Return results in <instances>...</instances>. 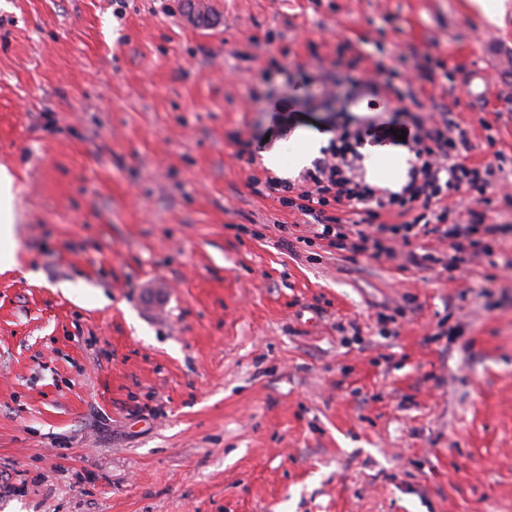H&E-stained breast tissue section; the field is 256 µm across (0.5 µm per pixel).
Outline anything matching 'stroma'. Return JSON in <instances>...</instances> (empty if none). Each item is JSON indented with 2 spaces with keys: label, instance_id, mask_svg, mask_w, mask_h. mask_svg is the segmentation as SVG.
<instances>
[{
  "label": "stroma",
  "instance_id": "obj_1",
  "mask_svg": "<svg viewBox=\"0 0 512 512\" xmlns=\"http://www.w3.org/2000/svg\"><path fill=\"white\" fill-rule=\"evenodd\" d=\"M416 97L495 171L492 258L346 261L255 193L301 129L413 164ZM0 167V512H512V8L0 0ZM14 179L6 168L0 169V239H10L13 224Z\"/></svg>",
  "mask_w": 512,
  "mask_h": 512
}]
</instances>
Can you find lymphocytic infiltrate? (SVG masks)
<instances>
[{"mask_svg":"<svg viewBox=\"0 0 512 512\" xmlns=\"http://www.w3.org/2000/svg\"><path fill=\"white\" fill-rule=\"evenodd\" d=\"M359 138V131L344 130L339 145L316 161L300 183L276 177L265 179L264 188L279 195L282 204L316 216L317 222L312 225L310 236L304 237V244L323 242L348 260L367 252L391 260L400 256L410 264L436 267L443 272L491 255L501 227L485 223L484 214L478 209L491 171L461 163V156L472 148L464 128L448 118L429 126L418 125L411 146L416 163L398 192L364 182L353 147ZM464 185L473 191L475 207L468 212V223H449V208L443 199ZM344 203L365 205L373 217L395 208L400 214H411L412 219L402 224H346L334 213L336 206ZM430 234L448 239L450 254L411 250L412 241Z\"/></svg>","mask_w":512,"mask_h":512,"instance_id":"f902f5d3","label":"lymphocytic infiltrate"}]
</instances>
